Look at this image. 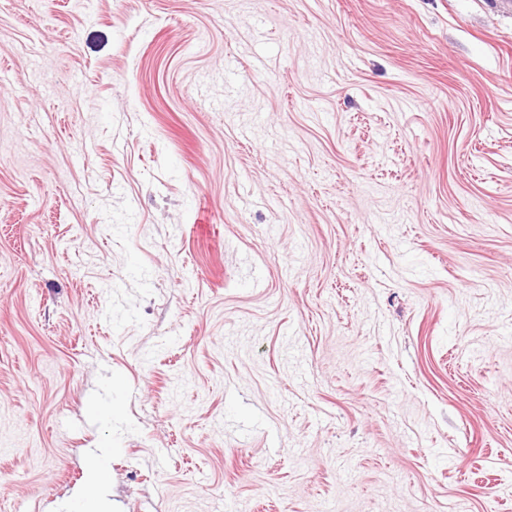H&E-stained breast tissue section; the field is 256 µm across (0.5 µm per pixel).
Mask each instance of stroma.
I'll return each instance as SVG.
<instances>
[{
	"label": "stroma",
	"instance_id": "stroma-1",
	"mask_svg": "<svg viewBox=\"0 0 512 512\" xmlns=\"http://www.w3.org/2000/svg\"><path fill=\"white\" fill-rule=\"evenodd\" d=\"M512 512V0H0V512Z\"/></svg>",
	"mask_w": 512,
	"mask_h": 512
}]
</instances>
